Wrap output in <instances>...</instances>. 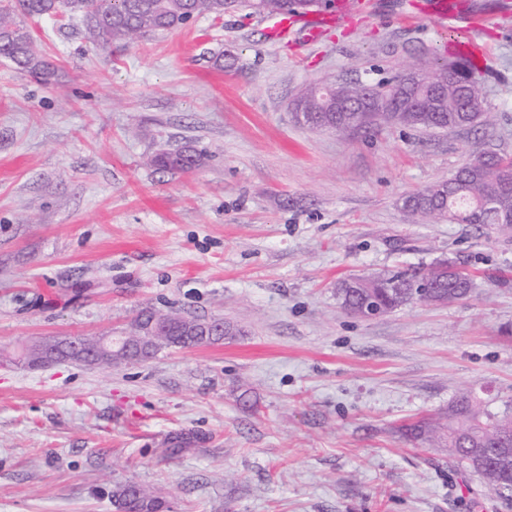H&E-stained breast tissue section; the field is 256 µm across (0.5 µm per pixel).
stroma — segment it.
I'll return each mask as SVG.
<instances>
[{
	"label": "stroma",
	"instance_id": "1",
	"mask_svg": "<svg viewBox=\"0 0 512 512\" xmlns=\"http://www.w3.org/2000/svg\"><path fill=\"white\" fill-rule=\"evenodd\" d=\"M378 2L314 44L270 43L245 11L107 49L80 15L23 18L52 72L0 52V512H115L126 482L172 512H505L399 428L469 391L512 403V227L413 223L401 201L512 155V24L480 37L492 125L297 123L308 84L444 62L457 30ZM187 148L192 171L150 163ZM443 258L467 301L364 320L337 299L349 276ZM144 310L238 334L131 365L12 361Z\"/></svg>",
	"mask_w": 512,
	"mask_h": 512
}]
</instances>
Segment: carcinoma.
Wrapping results in <instances>:
<instances>
[{
	"label": "carcinoma",
	"mask_w": 512,
	"mask_h": 512,
	"mask_svg": "<svg viewBox=\"0 0 512 512\" xmlns=\"http://www.w3.org/2000/svg\"><path fill=\"white\" fill-rule=\"evenodd\" d=\"M332 0H0V50L17 67L35 75L50 74V64L39 54L31 32L15 20L21 13L51 18L68 11L81 15L86 38L95 46L128 44L154 32L179 29L200 14L215 19L240 7L259 14L312 11ZM456 77H448V64L425 68L431 81L410 78L411 67L378 82H325L306 86L295 100V113L309 117V124L343 134L370 132L384 127L413 129L467 128L489 124L491 113L474 108L485 101L481 82L464 63L456 64ZM384 111H351L367 97ZM154 163L164 170L189 171L198 158L189 150L163 153ZM402 209L416 221L446 219L455 224H512V157L493 150L476 153L453 177L407 195ZM470 279L451 259L418 270H399L344 279L336 284L343 309L364 316L371 301L392 312L403 306L460 303L471 294ZM174 326L169 341L181 347L208 345L221 336L191 335L184 328L205 331L208 321L179 312L145 311L136 322L153 318ZM415 442L448 448V466L458 473L474 472L473 454L479 448L497 447L498 436L512 435V417L490 412L480 397L467 393L448 405V412L434 422L418 420L401 426ZM490 491L505 507H512V477L504 466L481 472ZM116 512H170L166 500L135 483L112 491Z\"/></svg>",
	"instance_id": "1"
}]
</instances>
